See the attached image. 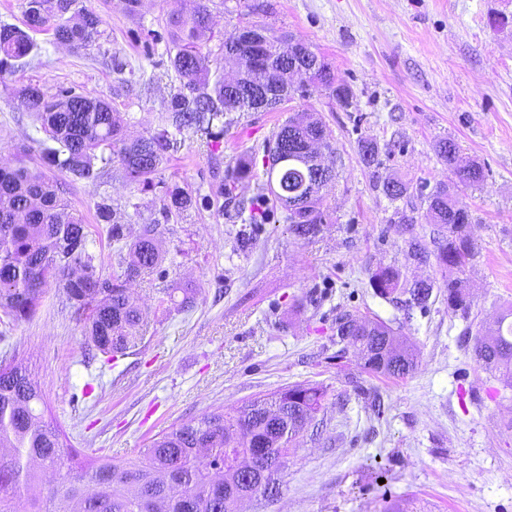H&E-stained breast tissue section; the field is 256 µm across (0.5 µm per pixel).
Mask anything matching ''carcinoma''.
<instances>
[{
    "mask_svg": "<svg viewBox=\"0 0 512 512\" xmlns=\"http://www.w3.org/2000/svg\"><path fill=\"white\" fill-rule=\"evenodd\" d=\"M30 28L52 33L60 44L87 48L102 36L103 19L77 7V0H26ZM204 0L188 16L171 21L174 56L170 62L178 80L169 106L171 128L128 138L112 106L100 97L61 87L48 95L38 86L18 91L34 114L40 130L54 143L42 151L46 163L64 175L95 180L97 166H121L128 180L144 188L174 146L173 132L194 129L209 137L231 112L276 111L261 106L255 91L289 98L296 88L288 83L287 57L291 44L282 35L263 47L242 34L224 41V58L238 66V91H228L223 70L212 69L197 41L209 27ZM34 44L28 33L13 25H0V84H6L13 62L27 57ZM311 87L347 102L349 88L336 80L325 62L308 73ZM332 151L321 118H288L265 150L278 165L267 166L261 193L271 195L286 212L289 230L311 238L325 223L322 188L307 189L309 170L297 162L298 154L311 158L310 147ZM439 154L456 166V144L438 142ZM362 162L378 163L377 146L359 142ZM458 182L441 183L426 197L430 221L448 232L436 241L434 256L448 288V310L466 314L471 308L459 274L473 257L469 214L457 202L458 184L483 180L478 164L456 166ZM409 185L392 177L383 182L389 200L403 197ZM193 206V197L179 187L167 189L163 212L181 214ZM98 220L109 225L112 241L121 243L125 225L106 204L97 206ZM158 228L148 224L132 241L128 261L120 275L100 274L90 239L89 225L73 212L63 197L62 184L24 166H0V324L11 328L36 312L50 280L62 286L66 300L83 323L91 347L112 365L142 340L143 312L129 285L162 263ZM370 286L386 299L405 297L408 307H428L433 294L430 281H409L400 268L380 266L370 275ZM512 310L496 321L490 337H478L474 346L484 369L500 374L512 387ZM336 337L353 349L363 368L391 377L408 375L416 364L413 346L398 339L381 320L359 321L349 314L336 319ZM325 390L317 384L283 387L256 398L233 412H212L196 422L182 424L154 438L128 460L100 455L92 448L70 447L65 434L45 419L38 383L16 356L0 361V512H237L244 497L266 495L267 485L279 470L270 462L295 451L304 426L322 410ZM64 472L61 485L45 488L41 474Z\"/></svg>",
    "mask_w": 512,
    "mask_h": 512,
    "instance_id": "cac0c4a2",
    "label": "carcinoma"
}]
</instances>
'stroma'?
<instances>
[{"label": "stroma", "mask_w": 512, "mask_h": 512, "mask_svg": "<svg viewBox=\"0 0 512 512\" xmlns=\"http://www.w3.org/2000/svg\"><path fill=\"white\" fill-rule=\"evenodd\" d=\"M99 14L100 46L72 49L51 33L31 31L36 49L0 87V164L42 166L43 134L15 89L40 86L105 98L131 135L155 132L177 84L166 35L169 20L193 0H78ZM203 53L233 77L224 40L259 21L310 47L352 90L348 104L326 92L294 95L277 112H236L218 143L193 131L177 142L149 190L119 167L96 184L67 179L74 212L89 224L103 276L119 272L117 244L97 223L108 199L132 230L159 227L160 270L142 274L132 292L144 309L142 343L104 367L81 323L49 282L35 316L0 336V358L19 354L38 381L52 421L75 448L135 456L157 434L217 409L305 382L326 390L324 409L299 436L271 500H247L241 512H512V387L476 360L471 340L512 309V0H208ZM505 15L507 25L492 21ZM319 113L334 149L336 178L323 190L329 214L312 239L294 236L274 201L250 225L253 245L239 251V202L257 193L264 147L288 117ZM378 147L366 166L358 142ZM454 140L461 163L486 177L462 188L476 254L462 277L468 316L448 311L435 259L408 260L409 238L432 246L426 195L455 179L437 154ZM252 161L255 180L225 190V176ZM410 184L392 202L383 177ZM191 192L198 204L182 216L162 214L166 188ZM413 215L412 230L399 211ZM435 284L427 309L378 296L369 283L378 265ZM173 300H166L165 289ZM189 307H182V299ZM377 318L409 338L418 364L404 378L375 375L353 354L337 358L336 316ZM95 390L83 396L85 383ZM379 395L374 410L367 392ZM374 458L385 482L363 467Z\"/></svg>", "instance_id": "obj_1"}]
</instances>
